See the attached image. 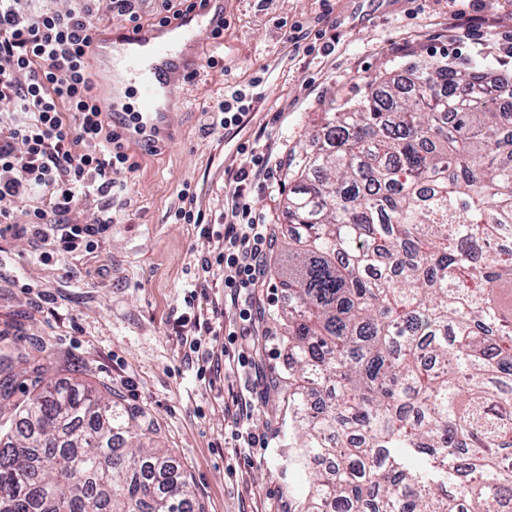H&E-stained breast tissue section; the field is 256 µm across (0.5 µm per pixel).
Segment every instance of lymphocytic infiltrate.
Returning <instances> with one entry per match:
<instances>
[{"instance_id":"obj_1","label":"lymphocytic infiltrate","mask_w":512,"mask_h":512,"mask_svg":"<svg viewBox=\"0 0 512 512\" xmlns=\"http://www.w3.org/2000/svg\"><path fill=\"white\" fill-rule=\"evenodd\" d=\"M68 9L44 0H0V238L28 236L43 259L54 254L90 252L116 218L114 198L126 189L125 174L135 165L123 132L105 116L97 91L92 44L106 23L96 0H70ZM254 167L237 173L224 212V230L204 224L190 190L181 193L177 220L200 227L211 249L197 258V289L210 279L224 281V294L239 308L266 284L273 248L270 224L251 199V187L272 174L270 158L256 156ZM95 194L103 201L100 218L81 222L77 204ZM29 201L25 223L15 220L19 202Z\"/></svg>"}]
</instances>
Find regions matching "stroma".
Listing matches in <instances>:
<instances>
[{"mask_svg":"<svg viewBox=\"0 0 512 512\" xmlns=\"http://www.w3.org/2000/svg\"><path fill=\"white\" fill-rule=\"evenodd\" d=\"M224 37L202 40L215 57L186 84L157 153L130 142L138 168L112 211L118 222L93 253L43 261L25 237L0 239V377L37 357L49 380L80 381L142 412L171 450L200 512H289L307 493L288 466V358L279 313L280 250L266 268L267 288L234 345L249 363L225 374L224 336H204L216 365L199 377L178 317L208 247L197 227L179 224V193L191 186L208 222L224 221L229 182L254 155L288 158L311 144L330 102L363 95L368 81L441 60L480 73H512V0H224ZM323 32L328 51H308L297 32ZM256 100L240 132L206 133V111L231 87ZM288 172L253 188L256 208L286 231ZM258 410L245 430L269 445L241 456L230 395Z\"/></svg>","mask_w":512,"mask_h":512,"instance_id":"1","label":"stroma"}]
</instances>
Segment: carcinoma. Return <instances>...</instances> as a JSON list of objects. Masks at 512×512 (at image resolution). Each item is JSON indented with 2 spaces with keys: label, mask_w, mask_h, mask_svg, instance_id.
Here are the masks:
<instances>
[{
  "label": "carcinoma",
  "mask_w": 512,
  "mask_h": 512,
  "mask_svg": "<svg viewBox=\"0 0 512 512\" xmlns=\"http://www.w3.org/2000/svg\"><path fill=\"white\" fill-rule=\"evenodd\" d=\"M322 113L288 163L279 288L295 512H512V107L432 60ZM39 360L0 423V512H193L133 413Z\"/></svg>",
  "instance_id": "carcinoma-1"
}]
</instances>
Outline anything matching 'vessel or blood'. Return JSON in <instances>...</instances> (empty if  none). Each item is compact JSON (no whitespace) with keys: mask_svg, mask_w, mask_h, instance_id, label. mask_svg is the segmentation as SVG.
<instances>
[{"mask_svg":"<svg viewBox=\"0 0 512 512\" xmlns=\"http://www.w3.org/2000/svg\"><path fill=\"white\" fill-rule=\"evenodd\" d=\"M223 19L224 0H197L171 22L101 32L94 56L107 78L108 121L121 126L138 117L148 139L162 140L182 87L200 71L203 36Z\"/></svg>","mask_w":512,"mask_h":512,"instance_id":"obj_1","label":"vessel or blood"}]
</instances>
